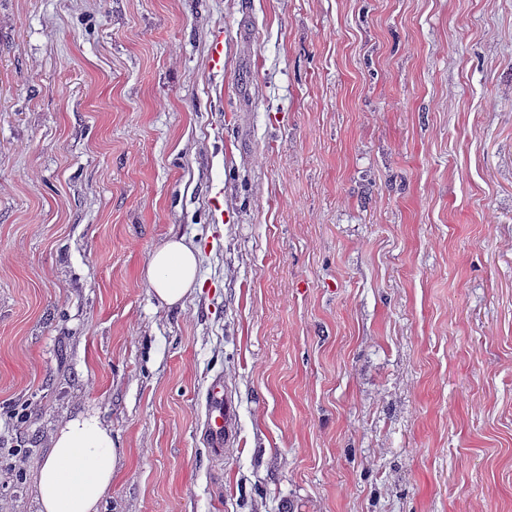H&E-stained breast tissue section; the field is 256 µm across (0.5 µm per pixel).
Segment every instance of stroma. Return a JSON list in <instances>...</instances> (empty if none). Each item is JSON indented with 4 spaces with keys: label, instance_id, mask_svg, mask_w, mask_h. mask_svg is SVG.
Returning a JSON list of instances; mask_svg holds the SVG:
<instances>
[{
    "label": "stroma",
    "instance_id": "obj_1",
    "mask_svg": "<svg viewBox=\"0 0 512 512\" xmlns=\"http://www.w3.org/2000/svg\"><path fill=\"white\" fill-rule=\"evenodd\" d=\"M86 413L100 512H512V0H0V512ZM198 251L183 236L173 235L151 254L146 278L157 298L173 306L194 288L198 274ZM208 410V445L215 451H220L229 431V419L234 414L231 401L224 393L222 377H216L210 384L206 393Z\"/></svg>",
    "mask_w": 512,
    "mask_h": 512
}]
</instances>
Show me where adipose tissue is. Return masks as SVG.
Wrapping results in <instances>:
<instances>
[{"mask_svg": "<svg viewBox=\"0 0 512 512\" xmlns=\"http://www.w3.org/2000/svg\"><path fill=\"white\" fill-rule=\"evenodd\" d=\"M198 266L195 247L175 235L151 254L146 278L157 298L173 306L194 288ZM119 460L111 430L97 417L68 419L52 435L38 475L40 512H99Z\"/></svg>", "mask_w": 512, "mask_h": 512, "instance_id": "adipose-tissue-1", "label": "adipose tissue"}]
</instances>
